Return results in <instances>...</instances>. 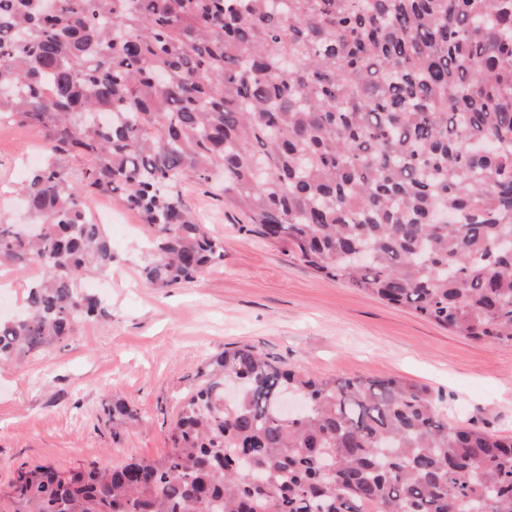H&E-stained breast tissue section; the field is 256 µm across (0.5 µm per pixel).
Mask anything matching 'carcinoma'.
Here are the masks:
<instances>
[{
    "instance_id": "1",
    "label": "carcinoma",
    "mask_w": 512,
    "mask_h": 512,
    "mask_svg": "<svg viewBox=\"0 0 512 512\" xmlns=\"http://www.w3.org/2000/svg\"><path fill=\"white\" fill-rule=\"evenodd\" d=\"M2 119L48 160L22 188L38 234L0 213V266L40 269L0 366L106 314L84 287L114 260L89 191L140 213L151 286L224 260L186 179L312 272L512 346V0H0ZM201 376L163 456L22 467L3 512H512V438L449 425L425 385L251 345Z\"/></svg>"
}]
</instances>
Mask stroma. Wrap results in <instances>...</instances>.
Wrapping results in <instances>:
<instances>
[{"mask_svg": "<svg viewBox=\"0 0 512 512\" xmlns=\"http://www.w3.org/2000/svg\"><path fill=\"white\" fill-rule=\"evenodd\" d=\"M44 161L36 129L0 122V212L15 223L26 221L19 188ZM182 196L223 240L224 259L158 290L141 278L149 231L139 215L88 195L91 211L112 213L115 259L93 276L108 315L0 370V487L25 464L85 469L162 455L208 359L239 344L321 376L420 383L441 396L449 420L512 435V346L469 340L316 275L287 245L246 231V217L206 186L185 181ZM116 399L138 412L136 423L113 425L106 410Z\"/></svg>", "mask_w": 512, "mask_h": 512, "instance_id": "1", "label": "stroma"}]
</instances>
